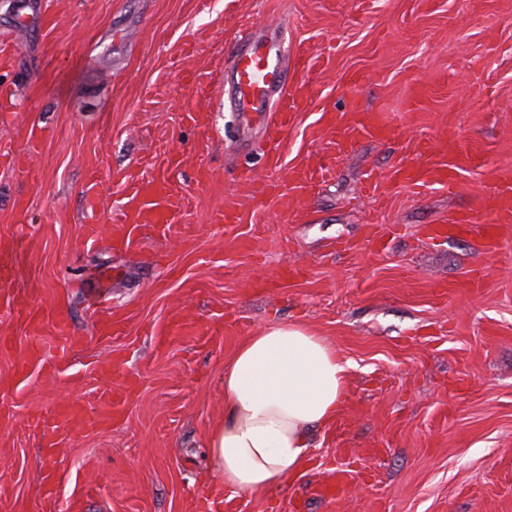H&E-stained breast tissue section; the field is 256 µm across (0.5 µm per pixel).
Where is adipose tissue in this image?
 I'll list each match as a JSON object with an SVG mask.
<instances>
[{"instance_id": "ef3b65f1", "label": "adipose tissue", "mask_w": 512, "mask_h": 512, "mask_svg": "<svg viewBox=\"0 0 512 512\" xmlns=\"http://www.w3.org/2000/svg\"><path fill=\"white\" fill-rule=\"evenodd\" d=\"M346 370L335 347L298 323L243 340L224 373V418L207 436L222 483L257 494L298 473L313 432L347 397Z\"/></svg>"}]
</instances>
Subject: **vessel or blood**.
<instances>
[{
    "label": "vessel or blood",
    "instance_id": "1",
    "mask_svg": "<svg viewBox=\"0 0 512 512\" xmlns=\"http://www.w3.org/2000/svg\"><path fill=\"white\" fill-rule=\"evenodd\" d=\"M292 69L306 71L307 62L300 56L289 57L275 35L246 38L230 56L227 66L232 83L224 91V106L241 116L250 112L261 115L259 134L268 146L266 155L271 162L280 160L284 134L303 101L301 85L288 79ZM322 119L343 149L351 147L357 138L381 137L389 131L381 113L361 110L354 97L344 111L323 114ZM334 167V157H321L303 176L305 188H312L329 178ZM391 180L401 186L452 188L457 184V167L444 160L420 162L411 158L393 170ZM178 206L179 200L165 176L131 187L121 219L111 227L113 248L129 250L136 247L137 231L146 224L154 225L158 233H166ZM430 233L435 238L471 236L481 239L485 250H498L501 241L512 233V178L501 177L499 185L487 193L480 210L432 225ZM12 300L18 317L29 331L39 334L41 318L29 295L18 291ZM55 416L59 426L67 429H81L92 422L104 426L112 420L111 411L106 410L95 421H88L74 404L57 408Z\"/></svg>",
    "mask_w": 512,
    "mask_h": 512
}]
</instances>
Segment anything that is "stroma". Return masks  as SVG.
I'll use <instances>...</instances> for the list:
<instances>
[{
    "label": "stroma",
    "instance_id": "stroma-1",
    "mask_svg": "<svg viewBox=\"0 0 512 512\" xmlns=\"http://www.w3.org/2000/svg\"><path fill=\"white\" fill-rule=\"evenodd\" d=\"M200 2L0 0L13 58L0 67V245L20 268L0 282V336L12 342L0 349V512H291L299 499L306 512H512V238L489 255L428 234L482 206L488 169L512 170V0ZM273 25L305 54L312 90L282 165L339 160L331 181L285 183L258 209L278 174L257 130L224 108V64ZM351 72L366 75L360 103L382 110L392 135L340 154L321 115L344 109ZM188 73L210 96L192 92ZM429 140L454 153L455 191L364 192L369 172L389 173ZM172 154L181 209L167 234L146 226L138 250L113 249L129 181L153 179ZM228 201L239 222H211ZM87 224L100 227L96 244ZM470 279L477 287L450 291ZM103 280L124 321L112 338L91 315ZM19 290L46 332L36 351L9 301ZM175 318L182 331L158 344ZM281 322L335 347L348 397L315 433L305 470L243 493L212 470L207 433L224 417L237 345ZM130 383L108 427L55 428V407L93 418ZM340 469L347 488L320 500Z\"/></svg>",
    "mask_w": 512,
    "mask_h": 512
}]
</instances>
